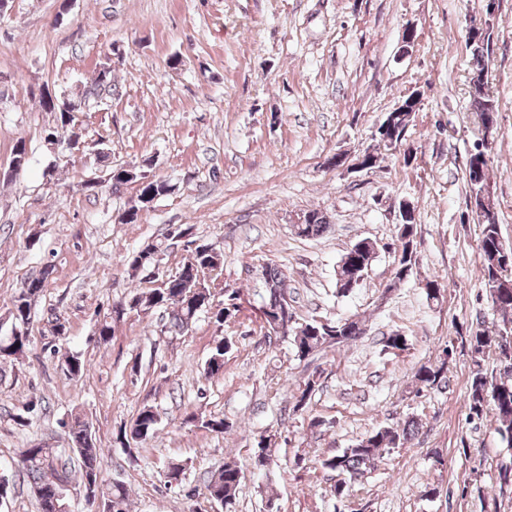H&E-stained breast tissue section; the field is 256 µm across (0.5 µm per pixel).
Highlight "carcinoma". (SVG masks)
Listing matches in <instances>:
<instances>
[{
    "instance_id": "carcinoma-1",
    "label": "carcinoma",
    "mask_w": 512,
    "mask_h": 512,
    "mask_svg": "<svg viewBox=\"0 0 512 512\" xmlns=\"http://www.w3.org/2000/svg\"><path fill=\"white\" fill-rule=\"evenodd\" d=\"M474 46L473 59L475 68L471 77L473 104L479 118L495 113L494 101L487 91V82L484 81V68L488 60L489 42L483 38L469 39ZM112 86L111 64L104 63L97 70L89 94ZM39 104L43 111L54 116L53 130L46 134V138L53 139L59 144H71L73 138L79 136L75 131V115L63 107L62 101L54 102L47 98L45 90H40ZM483 154L476 150L469 154L466 162V176L469 185V196L483 191L487 184L488 163H483L481 174H475V162ZM109 182L112 189L136 183L138 194L133 198L122 216L126 224H136L142 214L152 208L156 199L171 193L173 186L168 181L155 178L147 171L137 167H111L108 169ZM307 223L293 225L292 231L304 238H317L322 236L329 228L330 222L326 214L319 210H309ZM187 230L177 229L171 231L164 238L143 243L130 259L131 274L136 276L148 270L153 264L155 256L168 249L167 241L174 239ZM417 224L415 216L401 219L396 225L397 248L393 252H401L400 257L394 259L395 278L405 280L404 270L413 269L417 263ZM478 257L481 263L482 286L488 300L495 312L501 317V323L495 334H490L485 328H480L469 335L467 340L471 360V379L468 391V420L473 422L482 420L491 414L497 423V431L506 446L512 448V369L501 368L502 356L505 355V346H512V245L503 239L496 212L480 223L478 239ZM349 260H340L336 270V293L345 296L351 292L348 285L359 282L362 269L359 261L364 253L357 250V244L346 251ZM223 272V257L215 247L210 244H199L192 252V258L166 276L162 284L156 288L135 292L130 300L112 305L109 312L96 322L95 335L97 342L107 343L112 338L115 325L131 312H149L157 309L170 311V325L172 328L185 332L195 323L201 311L212 304L215 282ZM51 274V266L47 265L39 275L28 279L23 288L14 296L8 311L7 322L10 330L6 334L0 333V364L17 360L29 348V327L32 322V311L41 296L46 282ZM261 288L257 293L259 301V315L262 321L261 329L264 336L270 337L271 329L267 319V309L277 306L286 297L288 291L287 277L277 266L265 263L260 269ZM224 301L222 306L212 312L215 323L222 325L236 317L240 312L241 294L239 289L224 285ZM301 333L290 335L295 356L305 360L311 355L333 345L349 344L358 340L364 333L362 321L355 316L324 323L311 318L294 325ZM231 345L221 339L213 347L207 359L203 373L207 378H213L224 370V358L230 351ZM494 355L495 366L491 369L485 366L486 358ZM62 367L66 373L76 378L85 371V362L77 354L65 357ZM444 366L433 367L423 365L415 375L419 388H432L444 380ZM318 378L309 376L303 384L298 386L299 395L296 397L295 407L305 408L312 394L316 391ZM159 424V415L150 406L143 407L130 424L129 431L121 434V443L126 447L138 444L154 436ZM68 429V436L77 448V466L70 468L62 461V450L48 443L35 440L28 447L21 450L17 461L19 471L30 479L31 488L45 491L51 495L61 489V484L87 486L93 481L96 483V492L103 502L107 504L110 512H129V491L124 483L115 481L108 491H103L102 483L97 481L100 476L98 456L100 446L97 445L95 433L91 430L90 422L79 414L71 416L70 421L64 422ZM419 422L413 418L405 421L402 426H383L361 437L350 448L322 461V467L335 474V495L342 499L348 496L350 484L359 481L371 473L383 459L385 453L393 448H399L407 443ZM243 480V470L233 460L224 462V465L211 474L205 485L206 496L224 504V512H235L236 495Z\"/></svg>"
}]
</instances>
